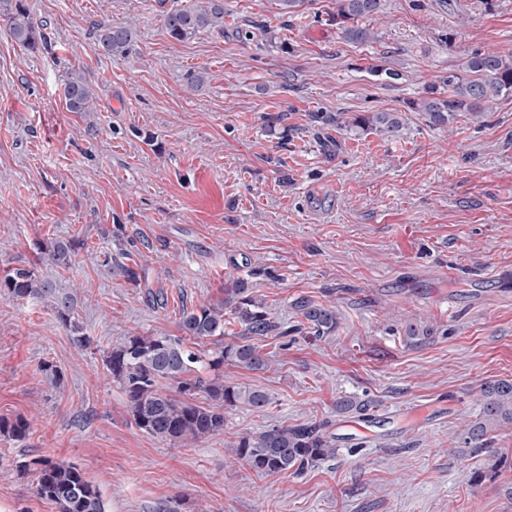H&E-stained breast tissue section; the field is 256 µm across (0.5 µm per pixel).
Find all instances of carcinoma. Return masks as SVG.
<instances>
[{
  "instance_id": "obj_1",
  "label": "carcinoma",
  "mask_w": 512,
  "mask_h": 512,
  "mask_svg": "<svg viewBox=\"0 0 512 512\" xmlns=\"http://www.w3.org/2000/svg\"><path fill=\"white\" fill-rule=\"evenodd\" d=\"M382 0H336L334 20L342 38L362 44L371 38L362 20L381 12ZM0 19L15 42L37 51L47 46L44 25L34 21L22 0H0ZM168 35L184 41L204 29L224 30V0H200L183 9L168 12L163 18ZM134 45L129 25L101 23L97 26L96 49L104 55L125 54ZM466 77L450 74L443 79L445 90L423 98L419 109L430 123L446 127L467 113L478 117L498 97H512V57L496 52L475 53L463 64ZM63 96L72 112L94 111L93 93L84 77L73 71L67 76ZM310 122L357 128L386 139L396 138L402 126L393 112H364L343 121L324 112L309 114ZM39 261L55 272L72 264L74 244L52 240L39 247ZM230 317L224 309L201 305L183 311L179 327L182 336H129L105 357V368L126 395L134 425L144 433L173 445L184 446L224 432L228 411L247 406L261 411L270 405L262 390L224 382L217 370L229 362L249 369H261L267 361L253 336L275 331L322 338L336 333L339 316L336 308L300 296L292 301L297 324L280 329L271 309L252 294L246 281L237 279L227 289ZM14 300L48 298L58 322L76 333L81 347L90 340L79 334L75 321L77 299L62 281L43 277L28 266L17 267L0 277V295ZM228 325L243 328L245 336L224 343ZM212 340L217 348L204 352L188 345ZM480 413L461 429L455 438L460 457L485 450L489 435L512 425V379L486 381L479 390ZM369 400L342 396L336 400V414L368 415ZM29 422L19 417L0 419V436L17 441L29 434ZM235 456L258 474H300L311 466L336 455V436L323 424L277 425L259 432L244 433L233 442ZM36 495L52 504L55 512H106L97 487L76 466L50 459L37 461Z\"/></svg>"
}]
</instances>
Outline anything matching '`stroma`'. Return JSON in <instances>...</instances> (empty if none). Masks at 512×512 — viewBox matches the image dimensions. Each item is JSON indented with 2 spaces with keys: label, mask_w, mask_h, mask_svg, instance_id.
Wrapping results in <instances>:
<instances>
[{
  "label": "stroma",
  "mask_w": 512,
  "mask_h": 512,
  "mask_svg": "<svg viewBox=\"0 0 512 512\" xmlns=\"http://www.w3.org/2000/svg\"><path fill=\"white\" fill-rule=\"evenodd\" d=\"M26 2L48 47L0 26V275L32 264L37 242H72L64 277L92 344L78 348L49 303L0 295V418L30 423L24 440L0 438V512H54L34 492L39 458L80 468L107 512H512V425L492 433L506 463L482 482L483 456L451 448L480 384L512 378V97L447 129L415 107L473 52L512 54V0H383L363 44L328 22L335 0L290 17L275 0H224L223 30L181 42L162 18L195 0ZM103 22L136 29L129 53L99 54ZM73 69L95 111L67 110ZM372 111L399 113L397 138L335 128L329 157L308 125ZM236 278L281 325L307 296L340 326L262 338L265 368L224 366L267 411L232 410L223 434L186 446L147 435L105 349L180 335L183 310L223 305ZM411 324L430 339L407 343ZM344 395L375 399L371 418L337 416ZM312 422L338 453L302 474L234 459L238 433Z\"/></svg>",
  "instance_id": "35a3bbf8"
}]
</instances>
